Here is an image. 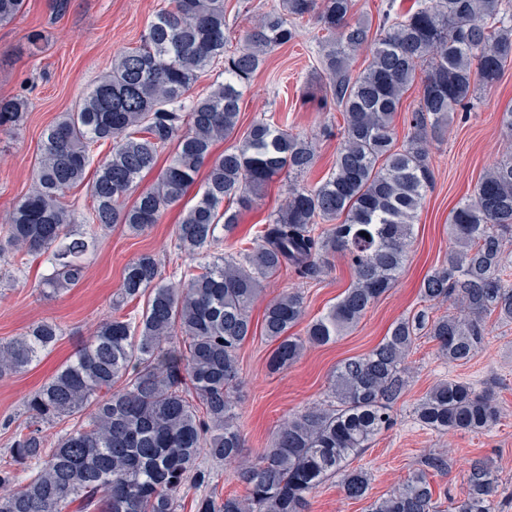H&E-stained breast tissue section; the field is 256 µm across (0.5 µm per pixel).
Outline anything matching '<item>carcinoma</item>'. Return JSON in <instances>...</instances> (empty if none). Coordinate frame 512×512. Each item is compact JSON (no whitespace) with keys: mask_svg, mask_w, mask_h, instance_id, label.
<instances>
[{"mask_svg":"<svg viewBox=\"0 0 512 512\" xmlns=\"http://www.w3.org/2000/svg\"><path fill=\"white\" fill-rule=\"evenodd\" d=\"M225 0H170L146 26L140 45L112 60L77 110L43 134L30 190L0 223V254L47 255L52 273L42 288L56 292L84 276L82 257L97 233L121 224L140 235L159 222L208 167L202 192L176 225L178 253L203 256L163 283L161 264L142 254L124 268L113 310L146 294L138 318L112 315L73 359L25 402V424L10 442L12 463L0 464V512H61L79 498L83 512H177L193 489L194 512H304L307 497L337 477L349 499L366 496L370 473L352 462L394 423L392 409L408 386L405 360L419 336L437 342L450 364L469 362L486 343L484 318L512 324V154L499 159L473 192L452 209L454 248L428 274L427 306L401 318L369 353L344 359L327 400L288 418L271 446L243 455L233 393L240 385L238 350L252 335V307L271 278L291 270L307 279L329 257L347 259L353 279L324 314L304 322L303 298L289 293L269 303L261 331L275 344L276 373L309 345H326L354 327L394 287L408 256L415 220L432 181L427 135L448 128L451 115L476 105L512 60V0H415L389 9L376 32L349 21L355 0H279L262 13L228 54ZM24 0H0V24L20 14ZM316 18L328 33L319 52L331 99L343 125L332 171L315 185L298 183L317 163L319 139L274 118L252 123L219 155L216 143L237 133L240 102L276 47L292 42L297 23ZM369 49L354 72L356 54ZM224 81L204 97L189 95L200 74L217 67ZM421 79L410 132L396 145L395 118L405 93ZM23 98L0 99V131L20 125ZM110 143L94 159L93 148ZM175 144L157 183L124 205L160 152ZM90 185L86 232L61 198ZM288 176L285 204L270 214L251 249L210 252L231 232L273 178ZM456 312L430 315L439 303ZM306 323L304 335L290 330ZM62 336L52 321L0 342V378L27 370ZM203 415H198V407ZM418 422L439 433H483L500 418L492 395L444 379L419 401ZM71 425L49 441L44 427ZM233 462L247 486L243 497H219L200 454ZM446 461L429 456L368 512H442L427 471ZM498 478L488 462L466 470V494L455 512H498Z\"/></svg>","mask_w":512,"mask_h":512,"instance_id":"1","label":"carcinoma"}]
</instances>
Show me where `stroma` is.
<instances>
[{"label": "stroma", "instance_id": "1", "mask_svg": "<svg viewBox=\"0 0 512 512\" xmlns=\"http://www.w3.org/2000/svg\"><path fill=\"white\" fill-rule=\"evenodd\" d=\"M279 0H226L229 48L251 27L258 14ZM168 0H25L22 13L0 25V98L22 97L28 111L17 129L0 132V217L8 214L28 192L41 155L44 130L76 109L89 89L108 71L113 58L135 47L147 23ZM320 27L314 20L298 25L296 39L272 51L254 76L241 102L239 131L264 116H287L296 132L319 136V158L304 181L314 184L331 172L339 144L337 136L320 137L322 126H341L338 110L323 107L328 78L317 66ZM39 52H32V42ZM512 108V63L508 64L486 101L469 112H457L448 130L429 142L433 181L418 214L409 260L395 287L381 296L355 328L336 342L307 348L287 369L269 373L272 349L262 336L246 340L238 352L242 384L237 393L238 425L250 456L270 445L280 425L304 408L321 402L329 379L344 359L368 353L399 318L423 308L419 288L431 269L445 263L452 248L448 217L458 201L470 194L478 180L498 159L512 153V138L504 135L500 118ZM196 189L162 216L145 234L130 235L115 225L102 231L85 256L86 271L75 285L55 293L43 290L51 271L46 257L24 262H0V341L26 334L38 321L56 323L63 335L41 360L20 375L0 378V460L8 461L10 430L6 422L25 419L23 402L69 359L112 313V297L119 290L127 263L151 253L161 263L165 279L177 264H193L189 255L175 257V229L183 209L196 200ZM288 179L280 176L263 197L242 210L237 228L218 249L233 252L250 246L267 217L284 204ZM352 280L343 256L330 260L327 271L315 279L298 278L284 270L265 288L252 317L261 322L266 303L289 292L300 293L307 318L332 306ZM487 345L467 364L454 366L440 359L430 337L419 338L406 364L409 387L393 410L394 425L383 431L356 460L371 474L366 499L346 498L338 479L324 482L309 497L307 512H366L369 501L397 486L425 456L436 454L446 469L430 471L429 480L443 512L462 498L464 473L471 459L482 458L496 470L500 485L512 491V325L488 317ZM461 378L477 381L494 396L499 423L482 434L438 433L420 426L414 411L418 401L438 381Z\"/></svg>", "mask_w": 512, "mask_h": 512}]
</instances>
